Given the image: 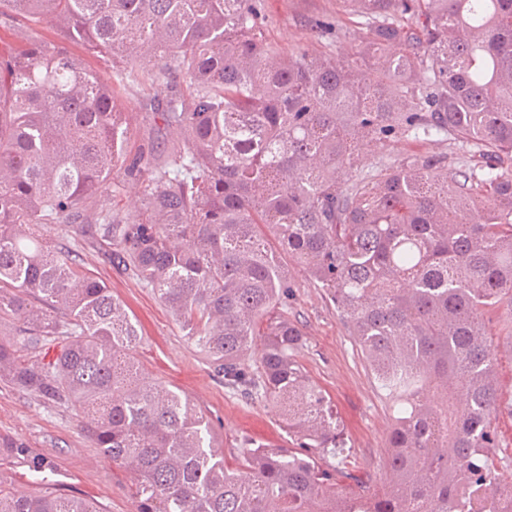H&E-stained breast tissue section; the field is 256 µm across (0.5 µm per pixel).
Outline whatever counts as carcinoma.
<instances>
[{"instance_id":"1","label":"carcinoma","mask_w":512,"mask_h":512,"mask_svg":"<svg viewBox=\"0 0 512 512\" xmlns=\"http://www.w3.org/2000/svg\"><path fill=\"white\" fill-rule=\"evenodd\" d=\"M354 60L277 56L258 0H0L112 61L0 44V377L80 410L133 475L135 512H512L485 318L512 326V0H341ZM166 83L174 147L129 158L115 86ZM453 136L478 159L412 154L358 171L372 139ZM134 211L99 207L115 171ZM45 227L114 246L224 379L271 405L294 448L246 442L138 367L121 300ZM326 290L401 407L380 484L348 468L331 400L297 360L288 267ZM44 348L41 359L19 358ZM333 470L324 468L328 458ZM0 512H97L19 493ZM67 48L71 55L82 59L86 66H88L90 69L100 74L105 79L110 78L112 74V68L102 59L88 55L83 47L75 42H68Z\"/></svg>"}]
</instances>
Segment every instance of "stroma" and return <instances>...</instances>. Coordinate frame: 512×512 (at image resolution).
<instances>
[{"label":"stroma","mask_w":512,"mask_h":512,"mask_svg":"<svg viewBox=\"0 0 512 512\" xmlns=\"http://www.w3.org/2000/svg\"><path fill=\"white\" fill-rule=\"evenodd\" d=\"M259 4L266 37L280 54L334 52L349 59L360 50L363 31L358 19L343 10L339 0H259ZM117 93L121 103L133 111L130 149L177 139L176 130L163 128L156 117L165 107L163 83L127 84L118 87ZM439 152L455 158L464 154L460 142L450 137L395 138L364 144L360 166L366 169L409 154ZM50 236L78 252L85 266L124 303L141 337L136 357L144 372L208 412L224 438L227 461L235 460L246 439L273 448L291 447V438L265 402L225 388L157 295L113 263L107 244L75 239L55 228ZM290 281L288 315L305 334L298 360L336 408L350 449L349 464L370 482H378L399 404L380 387L325 291L298 266L291 267ZM486 326L498 347V381L507 398L512 396V332L494 314ZM1 435L26 440L32 456L51 463L49 469L36 472L25 460L0 450V479L18 492L81 498L97 512H134L130 473L113 466L94 448L72 408L49 406L0 378Z\"/></svg>","instance_id":"1"}]
</instances>
